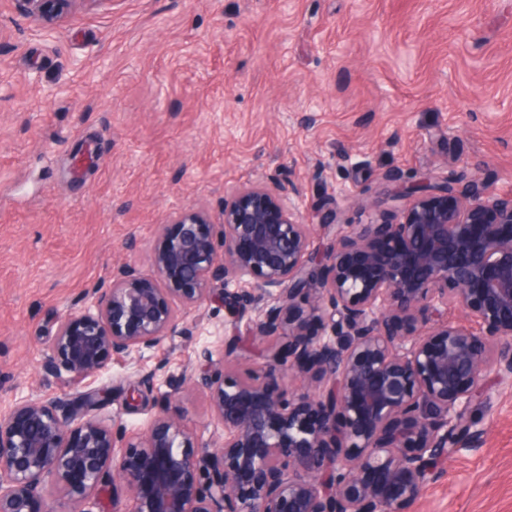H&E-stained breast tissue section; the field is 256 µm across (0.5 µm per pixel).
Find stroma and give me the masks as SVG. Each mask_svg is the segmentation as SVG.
Segmentation results:
<instances>
[{
  "instance_id": "35a3bbf8",
  "label": "stroma",
  "mask_w": 512,
  "mask_h": 512,
  "mask_svg": "<svg viewBox=\"0 0 512 512\" xmlns=\"http://www.w3.org/2000/svg\"><path fill=\"white\" fill-rule=\"evenodd\" d=\"M467 170L512 191V0H104L51 25L0 0V412L94 386L128 433L161 410L221 444L199 376L224 358L219 303L189 335L116 357L91 382L44 367L58 321L130 265L152 274L159 232L277 177L314 214L337 192L367 223L385 172ZM266 341L245 338L241 370ZM461 451L405 512H512V383L488 372Z\"/></svg>"
}]
</instances>
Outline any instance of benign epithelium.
<instances>
[{
	"instance_id": "benign-epithelium-1",
	"label": "benign epithelium",
	"mask_w": 512,
	"mask_h": 512,
	"mask_svg": "<svg viewBox=\"0 0 512 512\" xmlns=\"http://www.w3.org/2000/svg\"><path fill=\"white\" fill-rule=\"evenodd\" d=\"M18 2L52 21L78 0ZM384 180L368 224L342 222L326 195L323 250L276 178L234 190L218 225L181 211L155 275L122 266L92 289L94 310L60 319L46 368L84 380L188 332L175 300L219 301L250 338L288 342L251 373L234 369L232 340L222 365L202 352L216 448L165 411L128 439L94 414L98 391L18 399L0 414V512H96L109 475L133 512H405L461 451L484 375L512 378V193L464 170ZM450 306L466 323L444 319Z\"/></svg>"
}]
</instances>
